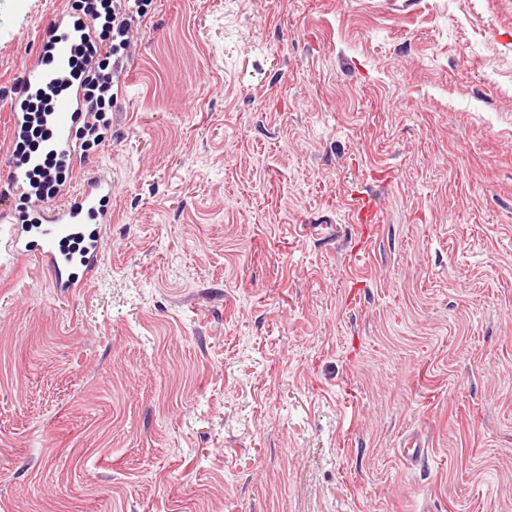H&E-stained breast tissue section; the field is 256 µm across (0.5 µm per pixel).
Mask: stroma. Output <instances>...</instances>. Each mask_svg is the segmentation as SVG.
Returning a JSON list of instances; mask_svg holds the SVG:
<instances>
[{
  "label": "stroma",
  "instance_id": "obj_1",
  "mask_svg": "<svg viewBox=\"0 0 512 512\" xmlns=\"http://www.w3.org/2000/svg\"><path fill=\"white\" fill-rule=\"evenodd\" d=\"M147 2L93 277L0 223V512H512V0ZM395 448V451L405 460L417 462L424 457L425 443L419 434L410 433L406 435Z\"/></svg>",
  "mask_w": 512,
  "mask_h": 512
}]
</instances>
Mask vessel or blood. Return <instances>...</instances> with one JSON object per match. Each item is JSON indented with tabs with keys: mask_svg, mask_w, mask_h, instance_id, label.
<instances>
[{
	"mask_svg": "<svg viewBox=\"0 0 512 512\" xmlns=\"http://www.w3.org/2000/svg\"><path fill=\"white\" fill-rule=\"evenodd\" d=\"M93 35L92 21L74 25L62 16L55 17L42 29L39 55L27 66L23 78L25 90L12 99L10 112L15 134H22L28 127V97L53 92L50 110L42 117L44 139L37 150L24 158L12 159L6 180L0 183V223L11 227L14 253L35 248L54 270L57 286L69 293L82 287L98 265L100 238L86 231L84 222L91 216H106L105 206L112 195L111 180L102 176L87 178L77 199L70 204L53 207L36 204L38 224L33 228L16 223L3 202L33 197L32 173L44 166L47 157H55L69 166L78 163L80 144L74 130L81 119L83 93L77 83L69 82L68 76L76 45ZM74 237L86 241L83 253L77 257L61 248L62 243Z\"/></svg>",
	"mask_w": 512,
	"mask_h": 512,
	"instance_id": "obj_1",
	"label": "vessel or blood"
}]
</instances>
